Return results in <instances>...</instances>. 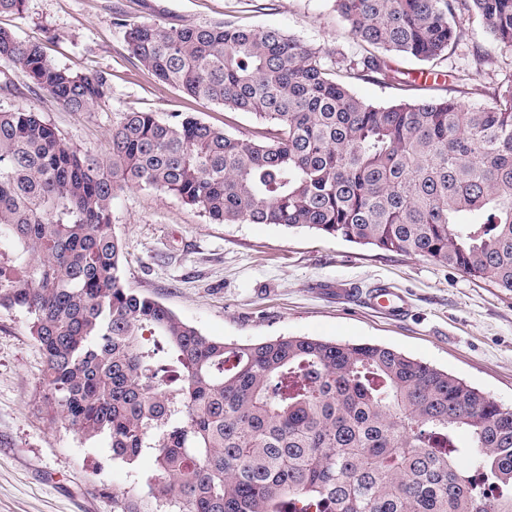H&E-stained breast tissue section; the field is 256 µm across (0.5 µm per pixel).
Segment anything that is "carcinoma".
<instances>
[{"instance_id": "carcinoma-1", "label": "carcinoma", "mask_w": 512, "mask_h": 512, "mask_svg": "<svg viewBox=\"0 0 512 512\" xmlns=\"http://www.w3.org/2000/svg\"><path fill=\"white\" fill-rule=\"evenodd\" d=\"M365 54L340 61L278 29L120 22L158 81L261 121L236 136L188 113L124 112L104 155L40 113L0 108V309L44 355V406L105 437L140 496L112 512H512V408L395 349L206 336L124 284L113 201L164 191L213 224L305 228L416 255L512 293V77L489 101L381 106L347 79L400 80L479 17L512 52V0H335ZM0 59L71 112L106 102V72L53 65L0 28ZM468 444L462 445L461 436Z\"/></svg>"}]
</instances>
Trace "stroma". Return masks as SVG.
Listing matches in <instances>:
<instances>
[{"label": "stroma", "instance_id": "obj_1", "mask_svg": "<svg viewBox=\"0 0 512 512\" xmlns=\"http://www.w3.org/2000/svg\"><path fill=\"white\" fill-rule=\"evenodd\" d=\"M199 26L231 21L277 28L338 59L361 52L334 12V0H25L0 15V27L40 42L48 59L73 72L110 79L109 101L70 112L34 94L25 74L0 59V106L40 112L74 145L104 151L118 114L193 113L237 136L259 129L254 115L198 102L159 82L131 59L118 19ZM468 35L428 64L397 57L405 85L366 77L352 91L374 105L419 98L487 102L512 76V53L495 47L485 26L460 14ZM112 222L126 256L125 284L163 303L203 334L251 344L276 336L390 347L462 379L512 407V294L489 281L420 256L328 239L264 224H214L199 209L160 190L129 188L113 203ZM403 291L402 319L332 294L341 285ZM42 354L24 317L0 311V512H112V497L152 474L151 456L136 473L113 465L106 439L83 442L51 423L42 403Z\"/></svg>", "mask_w": 512, "mask_h": 512}]
</instances>
